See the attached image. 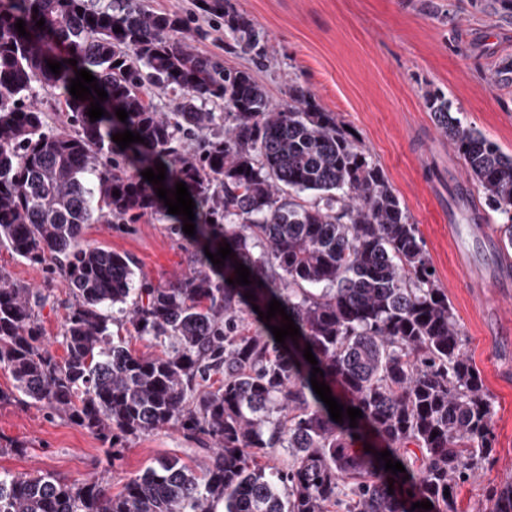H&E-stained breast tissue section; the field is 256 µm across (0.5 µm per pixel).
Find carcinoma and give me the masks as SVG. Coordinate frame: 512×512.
<instances>
[{"label": "carcinoma", "instance_id": "1", "mask_svg": "<svg viewBox=\"0 0 512 512\" xmlns=\"http://www.w3.org/2000/svg\"><path fill=\"white\" fill-rule=\"evenodd\" d=\"M202 7L243 51L266 56L264 35L231 0ZM19 19L30 36L15 29ZM184 30L142 0H0V246L61 270L71 296L58 356L39 321L52 289L0 271V369L14 380L0 403L19 393L100 437L114 456L164 427L218 444L202 464L161 460L116 494L97 480L0 476V512H216L221 503L224 512H460L457 488L494 450L493 406L417 225L359 138L309 89L293 84L274 105L250 72L196 53ZM49 61L62 63L60 74ZM80 69L107 92L94 122L87 112L97 94L69 92ZM37 86L58 92L60 125L34 104ZM151 87L175 96L171 111L146 99ZM425 103L488 205L505 215L498 250L508 254L512 156L463 124L443 96L428 93ZM125 130L144 142L120 148L112 135ZM158 163L165 185L188 187L194 239L207 242L168 287L135 279L125 254L79 244L86 224L148 215L179 230L183 216L168 213L155 184L127 173ZM225 244L233 253L217 267L205 251ZM237 262L251 284L228 283ZM273 299L300 331L283 345L267 327L282 316L258 315ZM113 324L163 354L137 353ZM308 346L323 371L317 380L362 411L357 427L346 416L333 421L314 392ZM213 374L220 384L203 388ZM275 448L288 452L284 469L260 461ZM385 450L406 473L385 470L375 457ZM426 501L431 510L412 509ZM485 502L482 512H512V482L488 488Z\"/></svg>", "mask_w": 512, "mask_h": 512}]
</instances>
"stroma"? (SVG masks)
Instances as JSON below:
<instances>
[{
  "mask_svg": "<svg viewBox=\"0 0 512 512\" xmlns=\"http://www.w3.org/2000/svg\"><path fill=\"white\" fill-rule=\"evenodd\" d=\"M267 39V56L252 55L224 35V21L199 0H146L154 11L182 18L195 52L225 68L246 70L272 103L300 84L361 138L417 224L435 276L466 338L465 352L481 370L494 408L495 451L474 480L459 487L463 512H478L486 488L512 479V320L488 310L499 275L496 252L473 238L474 219L494 227L502 217L469 185L462 161L440 133L425 104L427 92L448 98L464 124L512 155V10L499 0H232ZM459 230V246L448 241ZM82 246L131 255L141 274L171 286L189 271V237L167 221L89 224ZM0 270L31 288L52 285L53 307L43 311L50 348L57 341L69 298L61 274L33 265L0 246ZM198 458L192 441L166 427L130 440L116 457L65 416L38 405L0 403V475L48 472L64 481L102 478L120 491L128 477L160 457Z\"/></svg>",
  "mask_w": 512,
  "mask_h": 512,
  "instance_id": "1",
  "label": "stroma"
}]
</instances>
